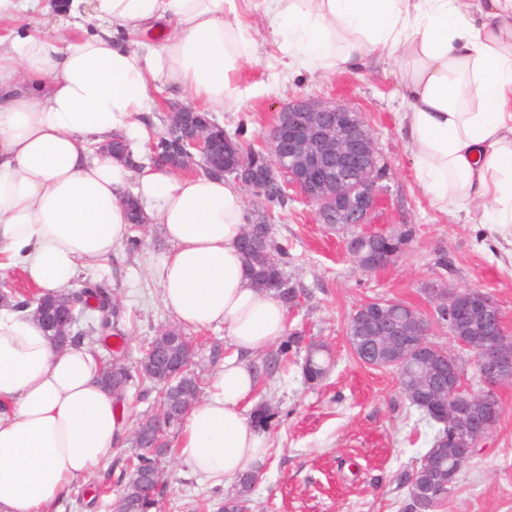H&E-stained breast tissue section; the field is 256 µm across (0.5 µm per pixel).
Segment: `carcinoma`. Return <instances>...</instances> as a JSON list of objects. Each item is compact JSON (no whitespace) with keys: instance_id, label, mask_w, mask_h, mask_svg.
I'll return each instance as SVG.
<instances>
[{"instance_id":"cac0c4a2","label":"carcinoma","mask_w":512,"mask_h":512,"mask_svg":"<svg viewBox=\"0 0 512 512\" xmlns=\"http://www.w3.org/2000/svg\"><path fill=\"white\" fill-rule=\"evenodd\" d=\"M256 196L266 203L284 205L280 187L270 183L256 192ZM286 255L285 249L274 244L270 235L255 239L244 248L246 265L252 269V280L257 287L271 286L272 294L287 306L296 303L297 291L289 285L281 268V261ZM80 297L75 310L76 321L73 341L87 345L92 352L107 346L113 337L121 339L116 348L108 350L112 360V371L102 375L107 382L112 378L123 381L120 392L115 394L119 402H124L130 387L136 384H149L156 392L158 406L172 411L170 430L174 431L182 424L185 417L198 404L200 388L194 378L184 374L177 381L167 384L157 361L145 353L141 357L136 372L127 366L129 351L124 341V333L119 328L118 314L112 305V294L102 284L86 279L78 282ZM0 300L15 311L26 310L30 297L23 292L7 291L0 295ZM418 315L414 309L403 308L394 311L388 304L377 307L375 321L370 323L360 315L350 317L346 327V338L351 352L359 360L377 367L395 370L399 389L410 405L421 416L435 419L432 411L446 409L452 401L448 400V386L444 383V373L448 364L441 360L438 369L430 370L422 365L400 361L395 351L389 348L386 336L377 334L379 326L387 325L402 332L401 341L410 343L416 336L409 326L410 317ZM454 340L467 339L479 342L483 332L478 322L456 325L448 330ZM189 339V334L180 326L160 328L150 341V345L163 349L169 345H179ZM303 336L293 332L279 343L277 349L253 362L252 369L257 379L270 374L292 350L301 348ZM324 346L313 343L307 346V359L304 375L310 381L320 380L325 372V362L320 360ZM278 413L262 404L253 415V423L259 428H268L275 422ZM150 420L139 424L132 436L136 448L135 461L128 481L122 486L115 512H157L158 497H149L147 490L155 481L162 478L161 458L167 447L149 448L140 441V435L149 432ZM468 460L460 457L459 446L455 439L453 421L442 424L435 435L432 446L413 468L399 477V486L407 489L412 512H435L447 501L452 492L457 476ZM258 484V472L243 474L234 486V492L222 498L218 512H240Z\"/></svg>"}]
</instances>
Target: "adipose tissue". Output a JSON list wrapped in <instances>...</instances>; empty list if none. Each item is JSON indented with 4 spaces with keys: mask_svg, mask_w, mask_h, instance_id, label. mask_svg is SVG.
<instances>
[{
    "mask_svg": "<svg viewBox=\"0 0 512 512\" xmlns=\"http://www.w3.org/2000/svg\"><path fill=\"white\" fill-rule=\"evenodd\" d=\"M291 66L357 69L400 59L402 128L439 211L512 227V0H259ZM250 0H66L76 32L44 26V0H0V275L38 295L109 260L130 234L129 182L144 223L172 244L161 300L182 326L223 325L232 350L183 421L177 457L225 486L260 468L267 438L247 416L252 356L287 334V312L245 275L246 205L232 183L101 156L123 132L147 141L154 90L219 111L242 101L255 61ZM86 345L59 348L0 308V512H52L126 433Z\"/></svg>",
    "mask_w": 512,
    "mask_h": 512,
    "instance_id": "1",
    "label": "adipose tissue"
}]
</instances>
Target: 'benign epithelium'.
<instances>
[{
  "mask_svg": "<svg viewBox=\"0 0 512 512\" xmlns=\"http://www.w3.org/2000/svg\"><path fill=\"white\" fill-rule=\"evenodd\" d=\"M351 108L333 100L298 98L279 113L267 137L268 161L259 165L251 155L241 153L233 138L207 113L189 103L174 102L167 106L168 125L165 136L176 141V150L156 157L158 163L173 170L198 167L206 174H223L248 188L259 189L262 184L278 183L298 188L306 202L316 207L323 224H364L379 203L377 184L378 158L373 136L361 118L352 123L344 118ZM305 117V133L297 135V114ZM348 254L366 272L378 271L389 265L397 252L376 248L362 255L360 246L347 244ZM442 306L448 309L452 321L478 318L488 329L501 331L505 320L499 305L488 293L476 290L467 303L457 304L460 292L435 290ZM34 313L45 329L64 339L71 335L73 308L48 298L33 301ZM429 329H424L414 344L418 357L447 355L441 347L428 340ZM466 349L477 352L480 380L485 388L495 389L512 380V359L497 346L458 341ZM195 346L189 344L177 356L154 347L149 353L161 358L168 375L183 372L194 364ZM462 377L455 369L448 370V393L457 396L454 408L443 414H454V409L470 402L463 395ZM468 438L463 454L474 453L477 443L486 431L481 420L463 425Z\"/></svg>",
  "mask_w": 512,
  "mask_h": 512,
  "instance_id": "1",
  "label": "benign epithelium"
}]
</instances>
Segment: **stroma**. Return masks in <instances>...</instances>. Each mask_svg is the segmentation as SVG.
I'll use <instances>...</instances> for the list:
<instances>
[{"label": "stroma", "instance_id": "35a3bbf8", "mask_svg": "<svg viewBox=\"0 0 512 512\" xmlns=\"http://www.w3.org/2000/svg\"><path fill=\"white\" fill-rule=\"evenodd\" d=\"M249 19L259 61L242 69L240 106L215 113V121L259 149L276 114L296 98L332 99L354 109L369 127L384 167L380 203L365 229L412 233L387 268L368 273L345 250L348 231L320 223L314 206L298 192L289 191L286 206L268 208L244 191L249 218L265 216L275 242L288 247L283 272L298 293L287 310L289 331L331 352L320 382L305 379L301 351L259 383L257 399L278 407L281 418L266 432L269 457L249 507L251 512H409L399 476L430 448L438 426L408 413L393 370L366 366L352 354L348 320L373 298L402 301L429 320L431 342L448 348L453 341L437 319L433 291L476 288L498 302L512 332V230L430 208L400 124L399 61L377 56L356 71L293 72L282 66L263 13L251 11ZM136 235L138 249L121 248L111 261L86 270L111 289L135 360L160 327L174 322L156 276L170 244L158 224L144 225ZM442 255L448 266L438 265ZM497 394L503 413L496 429L479 442L439 512H512V383ZM133 453L130 442L122 441L90 476L73 483L60 512H111L120 481L130 475ZM214 489L168 454L161 512H217Z\"/></svg>", "mask_w": 512, "mask_h": 512}]
</instances>
